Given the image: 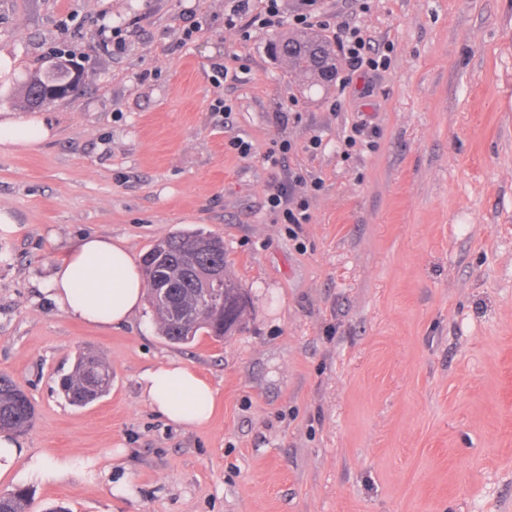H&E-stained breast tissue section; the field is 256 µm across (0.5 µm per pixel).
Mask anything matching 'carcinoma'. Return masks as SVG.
I'll return each instance as SVG.
<instances>
[{"instance_id":"carcinoma-1","label":"carcinoma","mask_w":512,"mask_h":512,"mask_svg":"<svg viewBox=\"0 0 512 512\" xmlns=\"http://www.w3.org/2000/svg\"><path fill=\"white\" fill-rule=\"evenodd\" d=\"M277 56L288 59L294 69L318 84L336 79L329 71L334 50L320 35L288 37L275 44ZM53 68L31 74L24 85L23 103L34 106L44 94L39 83L50 81ZM227 266L224 240L201 228L175 232L154 244L141 258V268L149 286L162 277L174 285L176 305L159 301L149 294L150 307L158 320L161 336L174 345L188 344L205 335L224 340V320L201 313L200 276L213 267ZM224 307L242 318L250 305L248 291L229 275H224ZM112 385V370L99 355L83 352L73 370L61 381L66 400L73 406H85L99 399ZM35 407L20 386L9 376L0 374V430L16 433L28 431L34 424ZM30 494L26 488L0 494V512H28Z\"/></svg>"}]
</instances>
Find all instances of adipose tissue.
Listing matches in <instances>:
<instances>
[{
	"label": "adipose tissue",
	"instance_id": "adipose-tissue-1",
	"mask_svg": "<svg viewBox=\"0 0 512 512\" xmlns=\"http://www.w3.org/2000/svg\"><path fill=\"white\" fill-rule=\"evenodd\" d=\"M55 136L54 127L41 116L0 114L2 152L33 148ZM49 294L67 317L110 327L127 322L140 310L145 285L127 247L111 238L91 235L74 245L58 264ZM139 384L144 399L173 424L201 426L212 417L215 389L183 362L167 360L155 364L140 374ZM21 463L45 483L74 470L69 459L50 462L39 456L27 457L14 435L0 432V478Z\"/></svg>",
	"mask_w": 512,
	"mask_h": 512
}]
</instances>
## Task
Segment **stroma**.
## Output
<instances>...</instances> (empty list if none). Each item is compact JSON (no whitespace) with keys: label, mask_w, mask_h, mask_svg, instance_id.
I'll list each match as a JSON object with an SVG mask.
<instances>
[{"label":"stroma","mask_w":512,"mask_h":512,"mask_svg":"<svg viewBox=\"0 0 512 512\" xmlns=\"http://www.w3.org/2000/svg\"><path fill=\"white\" fill-rule=\"evenodd\" d=\"M231 3L0 0L12 78L57 52L83 70L38 110L55 139L0 152V374L34 404L27 454L75 470L44 483L21 464L0 493L28 488L29 512H512V0H319L327 40L350 25L393 48L366 74L337 57L326 88L268 52L303 0L247 38ZM357 123L371 145L346 150ZM284 183L308 223L270 211ZM192 227L251 294L232 338L177 346L150 307L99 329L49 300L80 238L138 259ZM87 351L112 386L76 407L58 381ZM170 358L216 388L207 424L142 397Z\"/></svg>","instance_id":"obj_1"}]
</instances>
